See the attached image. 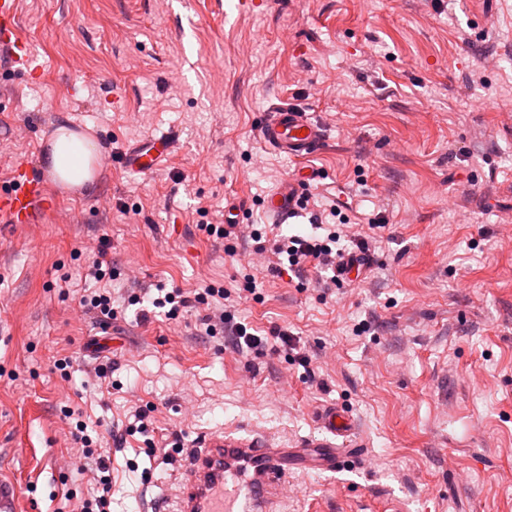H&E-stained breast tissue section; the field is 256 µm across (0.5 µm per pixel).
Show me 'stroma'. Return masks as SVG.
<instances>
[{"label": "stroma", "instance_id": "obj_1", "mask_svg": "<svg viewBox=\"0 0 512 512\" xmlns=\"http://www.w3.org/2000/svg\"><path fill=\"white\" fill-rule=\"evenodd\" d=\"M234 3L20 0L36 71L0 51V188L22 161L46 173L63 124L100 159L91 188L48 184L35 223L0 222V474L23 512H55L92 486L62 407L104 435L141 407L154 431L111 448L112 512H170L182 474L161 450L174 435L193 448L235 429L291 448L322 438L316 413L333 405L365 458L289 474L283 512H512V0ZM279 104L324 126L308 159L263 144ZM171 130L159 170L119 164ZM302 169L317 178L290 233L339 206L342 240L374 237L358 279L272 275L249 245L231 257L199 230L234 212L272 223L264 198ZM103 244L116 300L226 288L236 321L268 337L263 354L197 332L193 310L175 324L135 305L102 334L79 300ZM276 326L307 365L269 338ZM97 363L104 378L86 374Z\"/></svg>", "mask_w": 512, "mask_h": 512}]
</instances>
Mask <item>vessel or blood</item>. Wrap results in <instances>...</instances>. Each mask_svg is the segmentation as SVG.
Wrapping results in <instances>:
<instances>
[{"mask_svg":"<svg viewBox=\"0 0 512 512\" xmlns=\"http://www.w3.org/2000/svg\"><path fill=\"white\" fill-rule=\"evenodd\" d=\"M19 0H0V44L13 48V61L27 68L29 44L13 24ZM264 145L274 153L301 160L313 155L326 138V130L307 112L294 105L275 107L261 126ZM174 141L165 132L145 138L121 155L127 170L148 173L167 159ZM311 170L300 171L287 185L273 190L265 207L279 220L290 219ZM43 177L20 165L10 177L9 189L0 190V215L13 224H29L45 201ZM318 427L325 431L321 440L309 439L295 448L275 446L264 437H245L218 432L207 437L201 447L192 449L183 462L181 491L175 512H276L283 497L282 486L288 473L336 471L346 460L357 459L358 451L341 448L336 438L352 433L349 415L330 406L320 412ZM21 490L11 479L0 475V512H20Z\"/></svg>","mask_w":512,"mask_h":512,"instance_id":"b4317fda","label":"vessel or blood"}]
</instances>
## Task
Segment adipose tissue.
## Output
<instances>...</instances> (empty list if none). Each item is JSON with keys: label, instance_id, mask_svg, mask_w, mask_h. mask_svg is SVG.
I'll list each match as a JSON object with an SVG mask.
<instances>
[{"label": "adipose tissue", "instance_id": "ef3b65f1", "mask_svg": "<svg viewBox=\"0 0 512 512\" xmlns=\"http://www.w3.org/2000/svg\"><path fill=\"white\" fill-rule=\"evenodd\" d=\"M50 171L66 186L84 188L94 179L92 159L96 149L82 134L67 127L56 129L49 141Z\"/></svg>", "mask_w": 512, "mask_h": 512}]
</instances>
